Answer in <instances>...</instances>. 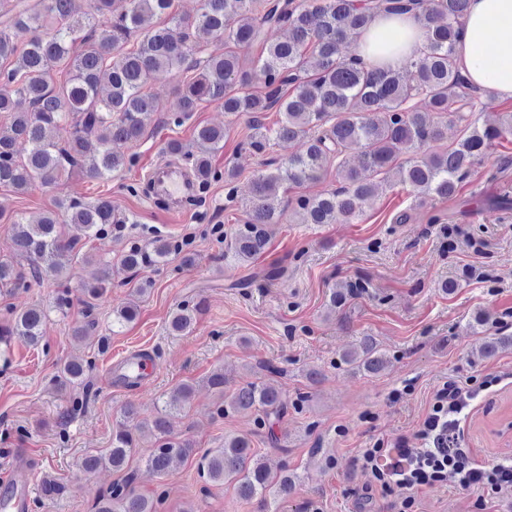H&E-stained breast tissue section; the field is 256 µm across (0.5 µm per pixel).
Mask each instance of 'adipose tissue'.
<instances>
[{"label":"adipose tissue","mask_w":512,"mask_h":512,"mask_svg":"<svg viewBox=\"0 0 512 512\" xmlns=\"http://www.w3.org/2000/svg\"><path fill=\"white\" fill-rule=\"evenodd\" d=\"M422 36L414 15H378L356 54L367 65L400 66ZM457 64L468 80L512 98V0H469L456 44Z\"/></svg>","instance_id":"adipose-tissue-1"}]
</instances>
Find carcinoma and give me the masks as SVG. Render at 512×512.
<instances>
[{"mask_svg":"<svg viewBox=\"0 0 512 512\" xmlns=\"http://www.w3.org/2000/svg\"><path fill=\"white\" fill-rule=\"evenodd\" d=\"M90 0L81 15L72 10L73 0H12L11 9L0 3V113L9 117L0 127V187L24 194L30 189L57 188L75 169L87 177L105 180L112 172L133 168L138 155L117 154L114 142H138L159 111L158 98L146 91L159 71L179 74L176 86L177 112L167 121L180 125L204 102H218L228 114L248 117L247 146L263 154L273 139H302L303 153L286 162L271 160L255 176L246 219L232 233L230 251L241 264L264 254L271 241L269 228L280 222V203L301 217L304 224H334L338 217L351 223L364 206L390 185L392 178L420 195L447 200L457 195L472 167L496 141L512 139V114L498 125H478L469 120L475 113L478 88L460 71L456 42L468 0H201L199 11L180 15L174 0ZM418 13L423 39L407 57L403 69L368 67L356 57H345L341 45L360 37L381 14ZM284 27L288 37L268 42L266 30ZM202 30L221 43L222 49L207 51L193 43ZM261 46L243 66L242 51ZM64 82L55 83L58 72ZM262 89L251 90L254 80ZM28 100L30 108L19 111L16 98ZM422 98L426 110L410 105ZM280 114L277 126L263 122L264 113ZM451 119L463 125L456 142L441 151L399 161L404 152L416 151L442 139L441 123ZM195 139L205 150L192 156L197 192L185 206L199 208L212 182L231 183L234 170L220 171L213 156L224 147V128L197 126ZM29 151L19 156L16 145ZM355 147L361 165H348L344 153ZM336 164L338 187L319 193L304 191L320 182L330 164ZM134 220L112 206L107 197L83 202L67 197L56 200V209L38 223L12 221V241L27 254V270L0 260V292L18 294L43 277L52 278L61 291L54 311L67 316L71 298L69 273L57 263L69 253L83 267L94 266L84 252L82 240L112 231L114 224ZM78 227L82 236L66 232ZM173 250L168 240L156 238L146 246H132L119 259V267L135 272L144 265L167 261ZM112 285V263L89 272L81 293L86 305L84 322L72 335L85 336L96 328L94 301ZM149 284L137 288L128 304L112 313V328L122 329L139 314V302ZM197 307L178 305L169 321L175 334L191 329ZM47 309L30 306L5 308L0 321V345L19 339L29 345L43 337ZM387 353L369 337L345 351L341 362L356 372L377 374L388 363ZM89 363L70 359L59 365L53 384L59 392L84 385ZM219 395L214 413H250L274 433L284 417L287 402L281 392L266 383H250L224 393L223 370L208 378ZM193 388L183 384L161 400L157 415L131 426L138 410L132 403L121 409V419L112 428L106 451L85 456L79 470L87 475L101 467L125 473V480L112 485L94 502V512H158L164 492L144 495L133 487L127 472L131 457L145 437L153 439L147 465L167 476L175 463L195 454L193 442L174 432L175 412L189 403ZM207 484H230L246 502L258 500L266 512V495L283 499L295 489L294 477L274 473L250 442L242 437H224L220 448L201 453L197 463ZM66 486L52 478L42 481V499L64 494Z\"/></svg>","mask_w":512,"mask_h":512,"instance_id":"cac0c4a2","label":"carcinoma"}]
</instances>
